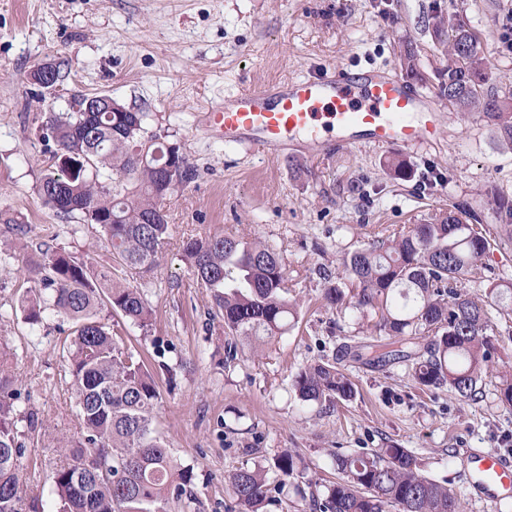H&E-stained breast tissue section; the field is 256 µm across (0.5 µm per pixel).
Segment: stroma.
Instances as JSON below:
<instances>
[{
	"mask_svg": "<svg viewBox=\"0 0 512 512\" xmlns=\"http://www.w3.org/2000/svg\"><path fill=\"white\" fill-rule=\"evenodd\" d=\"M459 13L481 36L490 85L512 91V51L501 23L512 0H0V359L17 379L15 421L23 444L19 476L39 512H56L50 481L63 465L60 442L82 436L72 378L61 356L67 320L46 312L28 325L19 301L32 283L23 260L62 248L86 263L110 260L98 226L53 217L37 193L54 143L39 131L42 109L69 111L77 94L106 93L145 112L149 131L180 145L195 180L165 201L170 235L159 266L136 285L151 311L148 328L102 310L129 351L141 356L159 391L155 433L186 480L168 512H229L224 477L290 449L305 470L265 512H303V493L335 478V456L389 442L415 453L427 475L447 481L465 512H512L469 493L468 448L512 455V408L496 392L512 370V315L486 301L497 347L476 399L420 388L414 360L384 366L338 354L372 343L368 317L342 316L321 301L316 267L339 270L343 257L374 236L415 224L463 201L485 221L491 242L484 271L464 286L484 295L491 274L512 278V238L501 234L489 191L512 198V148L478 114L440 99L448 133L432 146L394 153L362 146L318 148L276 157L250 153L205 134L202 109L225 93L283 81L324 67L399 72L398 46H416L426 73L444 66L431 38L432 10ZM44 60L59 63L54 92L31 84ZM401 156L410 180L394 179ZM206 234L257 238L288 270L299 323L281 340L225 357L228 335L208 290L183 260V244ZM335 361L356 395L304 402L296 374Z\"/></svg>",
	"mask_w": 512,
	"mask_h": 512,
	"instance_id": "obj_1",
	"label": "stroma"
}]
</instances>
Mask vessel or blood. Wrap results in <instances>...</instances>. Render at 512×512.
I'll return each instance as SVG.
<instances>
[{"label":"vessel or blood","instance_id":"vessel-or-blood-1","mask_svg":"<svg viewBox=\"0 0 512 512\" xmlns=\"http://www.w3.org/2000/svg\"><path fill=\"white\" fill-rule=\"evenodd\" d=\"M201 123L225 144L267 156L302 144L414 149L431 143L442 126L436 105L403 76L339 68L225 96L204 111ZM469 465L476 492L512 499V456L478 448L470 451Z\"/></svg>","mask_w":512,"mask_h":512}]
</instances>
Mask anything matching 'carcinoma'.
Returning <instances> with one entry per match:
<instances>
[{
  "instance_id": "1",
  "label": "carcinoma",
  "mask_w": 512,
  "mask_h": 512,
  "mask_svg": "<svg viewBox=\"0 0 512 512\" xmlns=\"http://www.w3.org/2000/svg\"><path fill=\"white\" fill-rule=\"evenodd\" d=\"M434 36L448 66L435 72L439 95L461 112H477L497 139L512 145V92L485 88L489 78L480 35L457 15H434ZM406 76L424 80L415 47L400 45ZM146 112H46L42 137L56 145L54 165L37 191L53 213L68 222L97 225L112 264L91 266L59 249L27 261L35 288L22 300L31 326L51 311L70 319L69 372L84 431L66 443L69 463L51 475L56 512H166L170 495L186 475L155 435L157 385L144 361L101 322L103 307L144 328L151 310L130 279L158 266L170 224L165 193L177 192L196 169L177 150V182L138 156L155 134ZM498 222L512 234V200L494 197ZM483 223L464 203L431 213L408 228H394L348 254L342 273H323L325 305L352 317L377 316L374 332L387 342L369 345L372 361L384 366L412 353L404 346L418 336L430 341L417 356L414 378L426 388L448 387L475 397L496 353L487 334L484 300L464 291L462 281L486 266L490 242L475 226ZM184 259L197 282L212 294L224 330L232 338L264 343L299 322V304L288 298V272L276 250L260 240L234 235L191 238ZM486 293L512 312V279L490 281ZM498 399L512 408V372L499 376ZM294 389L303 402L350 400L351 380L336 363L322 360L298 372ZM15 381L0 367V512H25L18 475L22 444L14 421ZM290 450L265 466H242L227 476L234 512H261L301 473ZM336 482L311 496L310 512H463L448 486L425 474L418 457L395 443L336 455ZM274 477H269V474Z\"/></svg>"
}]
</instances>
